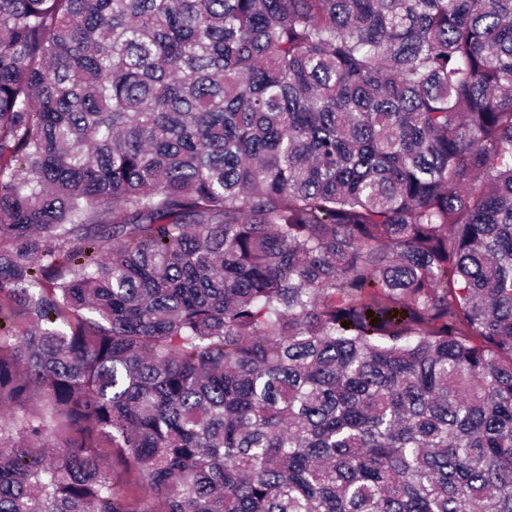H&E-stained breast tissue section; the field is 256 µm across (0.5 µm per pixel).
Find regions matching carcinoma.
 Instances as JSON below:
<instances>
[{
  "label": "carcinoma",
  "instance_id": "cac0c4a2",
  "mask_svg": "<svg viewBox=\"0 0 512 512\" xmlns=\"http://www.w3.org/2000/svg\"><path fill=\"white\" fill-rule=\"evenodd\" d=\"M0 512H512V0H0Z\"/></svg>",
  "mask_w": 512,
  "mask_h": 512
}]
</instances>
